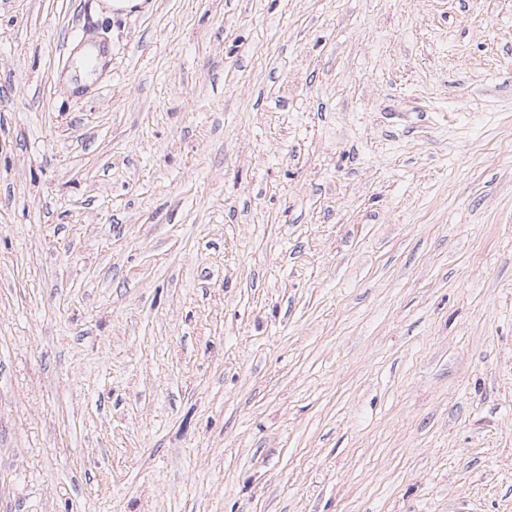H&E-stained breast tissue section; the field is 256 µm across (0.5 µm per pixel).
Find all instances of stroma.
Returning a JSON list of instances; mask_svg holds the SVG:
<instances>
[{
  "label": "stroma",
  "instance_id": "1",
  "mask_svg": "<svg viewBox=\"0 0 512 512\" xmlns=\"http://www.w3.org/2000/svg\"><path fill=\"white\" fill-rule=\"evenodd\" d=\"M0 0V512H512V0Z\"/></svg>",
  "mask_w": 512,
  "mask_h": 512
}]
</instances>
